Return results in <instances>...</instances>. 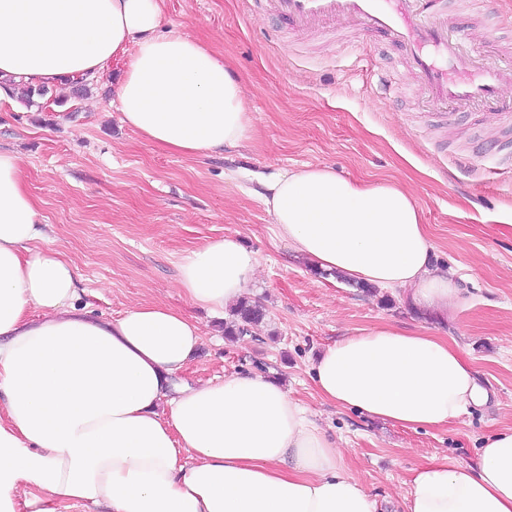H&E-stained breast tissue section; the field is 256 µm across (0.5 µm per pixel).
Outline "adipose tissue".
Wrapping results in <instances>:
<instances>
[{"instance_id": "adipose-tissue-1", "label": "adipose tissue", "mask_w": 512, "mask_h": 512, "mask_svg": "<svg viewBox=\"0 0 512 512\" xmlns=\"http://www.w3.org/2000/svg\"><path fill=\"white\" fill-rule=\"evenodd\" d=\"M158 2L0 0V101L17 84L91 77L123 56L117 98L144 139L186 156L242 146L255 123L232 62L161 33ZM261 183L278 239L312 267L403 291L422 310L463 304L399 181L305 165ZM46 237L20 158L0 149V512H376L335 438L278 380L247 372L173 387L203 343L198 324L157 303L97 317L78 304L74 264L39 248ZM259 266L227 234L181 257L179 286L221 310ZM311 373L321 400L412 430L459 423L490 399L457 344L392 326L326 346ZM404 512H512V426L471 462L416 469Z\"/></svg>"}]
</instances>
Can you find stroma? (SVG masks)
I'll return each instance as SVG.
<instances>
[{
    "mask_svg": "<svg viewBox=\"0 0 512 512\" xmlns=\"http://www.w3.org/2000/svg\"><path fill=\"white\" fill-rule=\"evenodd\" d=\"M449 2V20L471 29L472 48L512 63V0ZM162 15V31L231 58L255 116L253 140L200 156L146 141L119 109L120 56L84 85L1 102L0 148L20 156L23 183L52 227L48 247L79 270L82 304L107 319L150 302L184 309L204 341L180 379L257 371L280 380L335 436L379 512H402L415 469L447 455L473 460L483 437L512 426V93L495 112L436 110L397 46L354 19L283 26L270 0H163ZM304 164L402 182L466 305L442 320L292 253L256 192L259 176ZM227 233L261 262L246 296L266 316L240 339L224 333L228 313L192 305L179 287L181 256ZM383 324L457 343L488 404L461 423L416 431L321 401L310 374L316 355Z\"/></svg>",
    "mask_w": 512,
    "mask_h": 512,
    "instance_id": "obj_1",
    "label": "stroma"
}]
</instances>
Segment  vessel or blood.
<instances>
[{"label": "vessel or blood", "mask_w": 512, "mask_h": 512, "mask_svg": "<svg viewBox=\"0 0 512 512\" xmlns=\"http://www.w3.org/2000/svg\"><path fill=\"white\" fill-rule=\"evenodd\" d=\"M289 26L323 18H355L396 44L410 73L438 108L497 104L512 90V67L485 62L462 46L468 30L449 32L444 0H274Z\"/></svg>", "instance_id": "1"}]
</instances>
